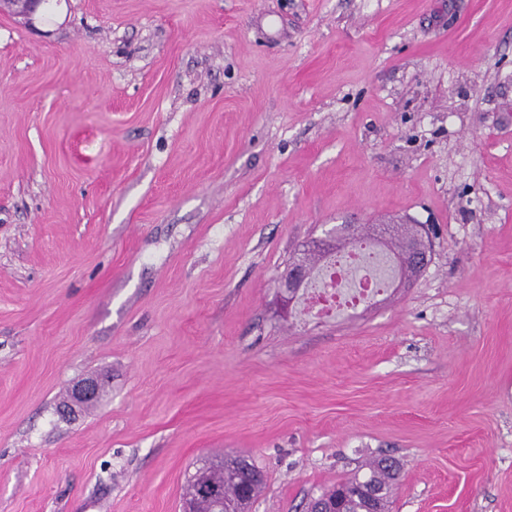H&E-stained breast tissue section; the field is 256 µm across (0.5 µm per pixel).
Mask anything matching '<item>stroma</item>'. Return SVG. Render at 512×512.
<instances>
[{"mask_svg":"<svg viewBox=\"0 0 512 512\" xmlns=\"http://www.w3.org/2000/svg\"><path fill=\"white\" fill-rule=\"evenodd\" d=\"M384 219L426 270L298 324L290 257ZM227 452L252 512L375 457L391 512H512V0L0 11V512H181ZM101 392V382L97 377L85 378L78 381L72 388L71 401L60 407L64 416L74 415L85 404L96 400Z\"/></svg>","mask_w":512,"mask_h":512,"instance_id":"1","label":"stroma"}]
</instances>
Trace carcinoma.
Segmentation results:
<instances>
[{"instance_id":"obj_1","label":"carcinoma","mask_w":512,"mask_h":512,"mask_svg":"<svg viewBox=\"0 0 512 512\" xmlns=\"http://www.w3.org/2000/svg\"><path fill=\"white\" fill-rule=\"evenodd\" d=\"M364 477L354 476L325 489L315 502H331L335 512H390L391 498L398 479L397 462L375 458L365 463ZM260 473L244 458L224 457L200 469L191 482L211 484L223 491L224 512H249L251 503L262 493L264 478L248 480L247 472Z\"/></svg>"}]
</instances>
